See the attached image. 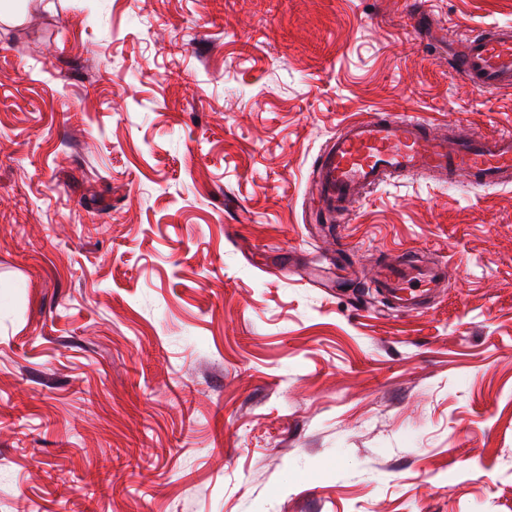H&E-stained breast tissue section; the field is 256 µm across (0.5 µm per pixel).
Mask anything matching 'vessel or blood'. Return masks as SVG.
<instances>
[{"label":"vessel or blood","instance_id":"b4317fda","mask_svg":"<svg viewBox=\"0 0 512 512\" xmlns=\"http://www.w3.org/2000/svg\"><path fill=\"white\" fill-rule=\"evenodd\" d=\"M455 70L484 92L512 88V27L486 26L461 41ZM462 175L489 186H512V131L456 140L431 132L427 122L389 112H371L333 135L313 179L324 222L345 223L355 202L388 180L428 176L445 181ZM448 269L402 253L380 266L374 285L390 308L422 312Z\"/></svg>","mask_w":512,"mask_h":512}]
</instances>
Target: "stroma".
Here are the masks:
<instances>
[{"mask_svg":"<svg viewBox=\"0 0 512 512\" xmlns=\"http://www.w3.org/2000/svg\"><path fill=\"white\" fill-rule=\"evenodd\" d=\"M92 2L0 0V512H512V187L306 208L356 116L512 129L448 52L512 0ZM448 269L422 263L407 253L380 266L374 282L377 292L390 308L402 314L421 313L437 288H443Z\"/></svg>","mask_w":512,"mask_h":512,"instance_id":"35a3bbf8","label":"stroma"}]
</instances>
